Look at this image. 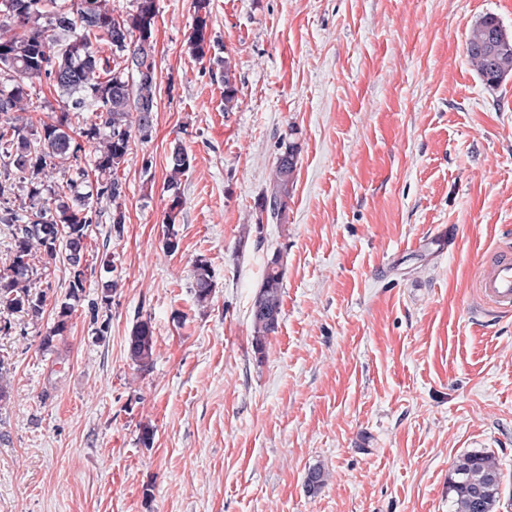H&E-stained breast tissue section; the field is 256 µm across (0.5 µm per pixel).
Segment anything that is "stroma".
<instances>
[{
    "label": "stroma",
    "instance_id": "stroma-1",
    "mask_svg": "<svg viewBox=\"0 0 512 512\" xmlns=\"http://www.w3.org/2000/svg\"><path fill=\"white\" fill-rule=\"evenodd\" d=\"M157 6L158 108L118 170L123 233L103 210L55 347L61 255L33 261L41 317L0 331V512H451L448 474L474 451L497 457L496 512H512V318L471 306L479 263L512 235V77L487 85L466 54L480 17L512 30V0H210L214 62L187 52L193 0ZM285 142L293 188L262 224ZM177 144L193 164L169 254ZM277 253L282 314L258 353L250 308ZM139 318L146 372L127 355ZM193 158L182 147L175 145L169 157L170 175L166 181V192H168L169 204L165 212L164 224H166V237L163 241V248L167 253H174L178 249L176 233L173 225L178 209L182 206L181 177L191 168ZM194 298L198 306H207L212 298L214 283L207 261L198 259L194 264ZM128 356L139 370H148L153 364L154 336L148 319H137L128 337Z\"/></svg>",
    "mask_w": 512,
    "mask_h": 512
}]
</instances>
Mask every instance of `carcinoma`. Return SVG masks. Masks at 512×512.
Returning a JSON list of instances; mask_svg holds the SVG:
<instances>
[{
    "mask_svg": "<svg viewBox=\"0 0 512 512\" xmlns=\"http://www.w3.org/2000/svg\"><path fill=\"white\" fill-rule=\"evenodd\" d=\"M210 0H194V23L187 39L189 55L204 60L216 42L208 32ZM157 0H132V9L117 18L112 0H70L61 9L55 0H0V169L16 172L20 181L13 196L0 185V224L14 227V258L0 270V308L39 318L44 295L31 291L35 253L50 259L63 254L74 270L66 301L57 311L42 347H53L65 334L84 291L83 259L86 240L96 223V205H112L116 235L125 224V192L117 171L130 150L133 135H151L156 112L154 30ZM107 42L111 57H103L93 40ZM468 58L486 82L494 86L512 75V33L494 16L476 22L466 42ZM47 78L58 92V108L51 121L35 125L17 116L32 105L34 81ZM224 108L230 109L237 90L229 63H224ZM90 113L81 137L91 144L95 180L80 166L83 147L68 133L71 116ZM193 158L175 145L166 181L169 204L165 212L168 253L178 249L173 225L182 206L181 177ZM297 150L292 144L277 158L273 178L258 208L267 220L280 221L287 208ZM284 270L281 256L266 265L263 281L253 297V346L261 351L276 332L282 312ZM214 283L207 261L194 264V298L204 307ZM154 336L148 319L136 321L128 337V356L140 370L153 364ZM502 473L495 456L481 451L463 455L448 477L453 512H494L500 497Z\"/></svg>",
    "mask_w": 512,
    "mask_h": 512,
    "instance_id": "obj_1",
    "label": "carcinoma"
}]
</instances>
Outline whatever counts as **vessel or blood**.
<instances>
[{"label": "vessel or blood", "mask_w": 512, "mask_h": 512, "mask_svg": "<svg viewBox=\"0 0 512 512\" xmlns=\"http://www.w3.org/2000/svg\"><path fill=\"white\" fill-rule=\"evenodd\" d=\"M473 310L482 317L512 316V245L503 244L500 255L483 261L473 291Z\"/></svg>", "instance_id": "vessel-or-blood-1"}]
</instances>
